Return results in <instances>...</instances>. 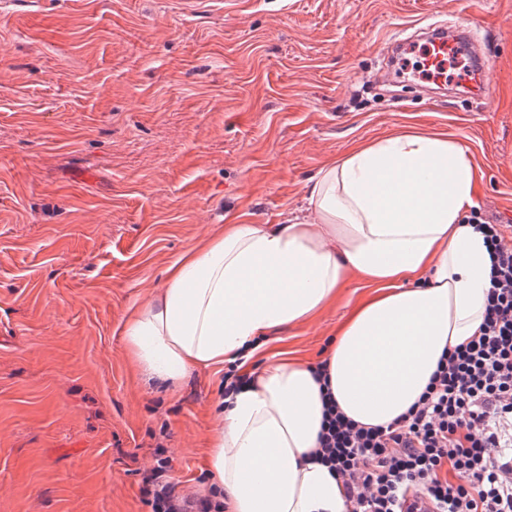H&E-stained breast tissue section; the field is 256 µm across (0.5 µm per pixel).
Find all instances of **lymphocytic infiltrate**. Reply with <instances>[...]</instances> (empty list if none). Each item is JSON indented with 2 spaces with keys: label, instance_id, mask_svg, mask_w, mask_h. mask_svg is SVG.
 <instances>
[{
  "label": "lymphocytic infiltrate",
  "instance_id": "obj_1",
  "mask_svg": "<svg viewBox=\"0 0 512 512\" xmlns=\"http://www.w3.org/2000/svg\"><path fill=\"white\" fill-rule=\"evenodd\" d=\"M489 246L484 321L443 353L419 400L386 426L327 405L315 454L343 483L347 512H512V232L471 216ZM142 493L153 512H213L180 500L165 463Z\"/></svg>",
  "mask_w": 512,
  "mask_h": 512
}]
</instances>
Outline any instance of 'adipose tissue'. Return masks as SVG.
<instances>
[{"instance_id": "adipose-tissue-1", "label": "adipose tissue", "mask_w": 512, "mask_h": 512, "mask_svg": "<svg viewBox=\"0 0 512 512\" xmlns=\"http://www.w3.org/2000/svg\"><path fill=\"white\" fill-rule=\"evenodd\" d=\"M477 171L448 134L400 131L354 145L311 182L304 213L228 224L167 270L159 295L124 322L145 376L176 384L236 364L249 381L218 399L207 496L229 512H346L342 483L313 451L322 389L364 427L418 400L444 350L481 326L488 252L467 224ZM370 284L323 358L249 360L274 329L308 323L349 277Z\"/></svg>"}]
</instances>
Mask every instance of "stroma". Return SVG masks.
Masks as SVG:
<instances>
[{
  "label": "stroma",
  "mask_w": 512,
  "mask_h": 512,
  "mask_svg": "<svg viewBox=\"0 0 512 512\" xmlns=\"http://www.w3.org/2000/svg\"><path fill=\"white\" fill-rule=\"evenodd\" d=\"M493 43L486 100L381 81L395 41ZM453 134L474 209L512 225V0H0V512H152L166 457L205 497L221 377L146 381L122 333L222 225L277 224L357 143ZM367 292L255 354L321 362Z\"/></svg>",
  "instance_id": "stroma-1"
}]
</instances>
